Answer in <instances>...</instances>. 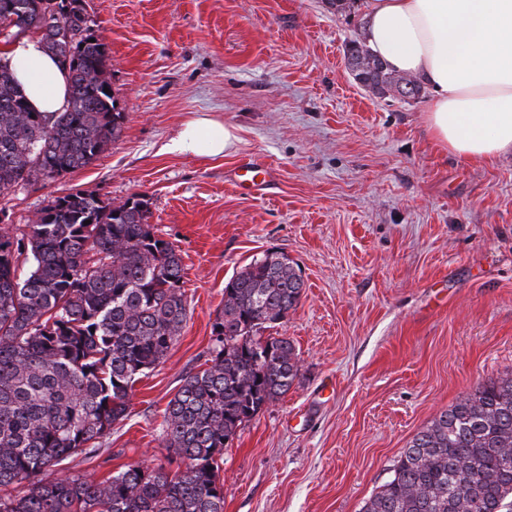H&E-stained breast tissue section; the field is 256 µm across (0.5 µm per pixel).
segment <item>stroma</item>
Instances as JSON below:
<instances>
[{
    "mask_svg": "<svg viewBox=\"0 0 512 512\" xmlns=\"http://www.w3.org/2000/svg\"><path fill=\"white\" fill-rule=\"evenodd\" d=\"M126 115L90 165L21 188L14 229L50 197L140 194L180 252L188 317L136 384L129 414L56 476L97 482L163 459L162 416L210 364L224 285L268 251L305 288L277 326L300 359L287 394L224 451V512H362L393 461L441 411L512 375V152L442 149L428 92L380 97L347 66L362 0H87ZM234 128L221 156L176 151L185 122ZM248 162L271 179L239 193Z\"/></svg>",
    "mask_w": 512,
    "mask_h": 512,
    "instance_id": "stroma-1",
    "label": "stroma"
}]
</instances>
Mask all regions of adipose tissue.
<instances>
[{"label":"adipose tissue","instance_id":"ef3b65f1","mask_svg":"<svg viewBox=\"0 0 512 512\" xmlns=\"http://www.w3.org/2000/svg\"><path fill=\"white\" fill-rule=\"evenodd\" d=\"M372 52L391 71L430 91L426 119L435 140L469 161L512 151V0H363ZM31 107L61 112L65 73L40 37L25 34L0 48ZM238 140L210 118L190 120L175 147L223 155Z\"/></svg>","mask_w":512,"mask_h":512}]
</instances>
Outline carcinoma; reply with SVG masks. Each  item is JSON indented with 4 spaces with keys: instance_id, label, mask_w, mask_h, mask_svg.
Wrapping results in <instances>:
<instances>
[{
    "instance_id": "1",
    "label": "carcinoma",
    "mask_w": 512,
    "mask_h": 512,
    "mask_svg": "<svg viewBox=\"0 0 512 512\" xmlns=\"http://www.w3.org/2000/svg\"><path fill=\"white\" fill-rule=\"evenodd\" d=\"M11 28L41 37L68 73L70 97L63 112H32L0 62L1 198L88 166L126 119L85 0H0V32ZM347 59L377 95L421 93L358 41ZM149 217L142 195L114 203L72 189L48 200L29 231L0 227V488H19L0 497V512H224V449L298 378L293 343L264 332L288 317L305 282L271 251L228 280L211 365L187 376L164 410L175 457L128 464L100 483L47 478L127 417L134 385L186 322L181 256ZM389 473L362 512H512V378L442 411Z\"/></svg>"
}]
</instances>
